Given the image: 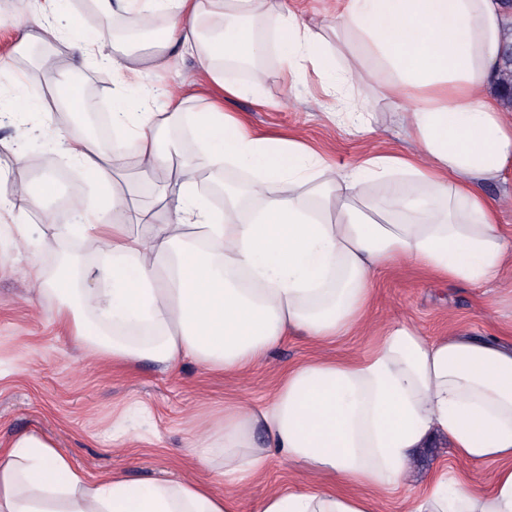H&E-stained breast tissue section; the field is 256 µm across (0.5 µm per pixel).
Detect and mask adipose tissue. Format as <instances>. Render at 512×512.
I'll return each mask as SVG.
<instances>
[{
    "label": "adipose tissue",
    "instance_id": "1",
    "mask_svg": "<svg viewBox=\"0 0 512 512\" xmlns=\"http://www.w3.org/2000/svg\"><path fill=\"white\" fill-rule=\"evenodd\" d=\"M69 2L19 0L11 17L18 46L49 49L52 101H30L19 92L21 75L8 73L0 97H14L0 104V124L82 111L74 72L111 67L113 145L58 125L51 146L103 185L105 204L76 200L75 223L48 213L17 231L52 252L104 222L96 263L61 268L53 286L71 301L58 313L75 339L113 364L147 358L168 370L190 357L239 374L288 335L329 343L360 332L380 269L415 264L439 280L489 284L512 266L499 208L480 191L512 170V118L490 85L507 24L497 0H346L336 40L354 59L347 79L377 85L402 105L412 148L342 166L256 133L221 104L192 114L173 98L159 111V90L131 97L123 87L125 74L157 67L177 49L196 56L226 95L249 94L224 63L265 52L254 31L269 14L280 19L285 55L334 77L340 50L286 0H93L102 18L141 17L146 55L80 36L66 23ZM365 54L368 69L357 63ZM187 120L197 150L178 172L171 220L159 223L149 207L129 211L113 167L133 158L150 171L169 169L163 136ZM230 165L253 179L243 191L225 186L219 212L199 174ZM372 183L386 186L382 199L368 194ZM439 441L455 460L494 464L489 486L444 470L423 497H405V512H512V342L429 339L399 319L365 353L286 369L268 403L225 408L222 434L196 458L209 469L205 479L93 480L41 435H20L0 448V512H236L219 484L259 476L274 456L301 480L255 512H377L376 494L408 487L414 453Z\"/></svg>",
    "mask_w": 512,
    "mask_h": 512
}]
</instances>
